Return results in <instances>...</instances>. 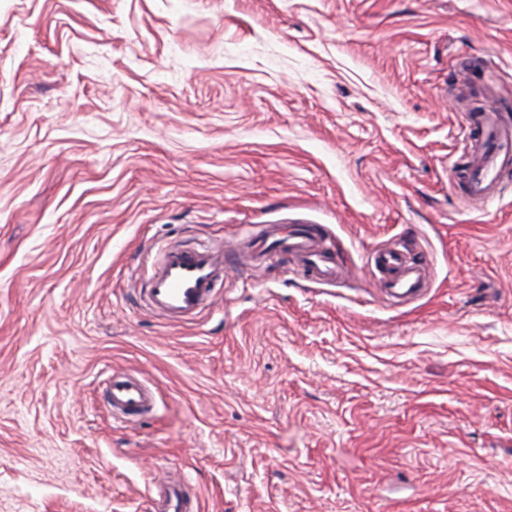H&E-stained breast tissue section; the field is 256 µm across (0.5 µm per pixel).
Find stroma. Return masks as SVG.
Wrapping results in <instances>:
<instances>
[{"label": "stroma", "mask_w": 512, "mask_h": 512, "mask_svg": "<svg viewBox=\"0 0 512 512\" xmlns=\"http://www.w3.org/2000/svg\"><path fill=\"white\" fill-rule=\"evenodd\" d=\"M512 119V0H0V512H512V168L469 199L460 127ZM321 227L309 280L254 260ZM237 256L144 307L159 247ZM425 253L396 305L367 252ZM157 392L114 421L101 382ZM262 243L266 250L262 257L288 253L316 282L330 283L338 276L336 254L325 243L318 227L284 230L278 225H271ZM161 477L156 483L159 499L150 495L146 509L151 512H193L195 494L190 485L174 484L168 477L162 480Z\"/></svg>", "instance_id": "stroma-1"}]
</instances>
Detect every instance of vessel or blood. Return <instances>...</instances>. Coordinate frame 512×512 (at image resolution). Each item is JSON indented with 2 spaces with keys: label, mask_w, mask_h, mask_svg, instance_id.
<instances>
[{
  "label": "vessel or blood",
  "mask_w": 512,
  "mask_h": 512,
  "mask_svg": "<svg viewBox=\"0 0 512 512\" xmlns=\"http://www.w3.org/2000/svg\"><path fill=\"white\" fill-rule=\"evenodd\" d=\"M466 125L471 131L469 143L473 154L466 192L490 202L498 194L499 172L512 167V124L488 110L469 114ZM263 246L270 255L290 254L316 282L329 283L338 276L336 255L318 227L285 230L270 226ZM232 261L230 251L217 243L165 251L145 281L150 311L176 322L196 319L215 303L214 285ZM369 262L381 273V286L388 295L402 302L425 295L426 257L414 258L404 250L388 247L372 252ZM106 393L113 418L121 422L152 409L156 400L145 380L118 370L109 376ZM157 486V496L148 499V512H193L195 494L189 484H175L165 478Z\"/></svg>",
  "instance_id": "1"
}]
</instances>
